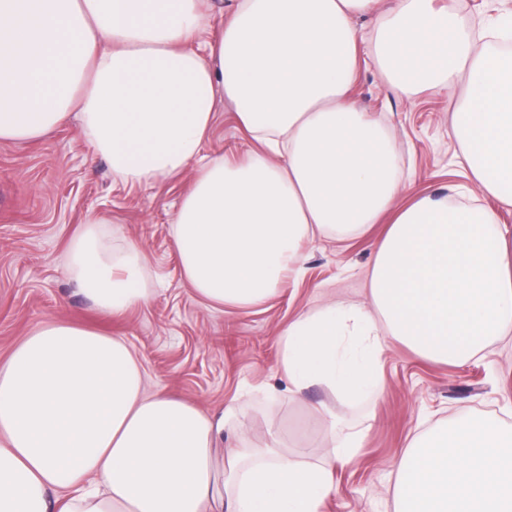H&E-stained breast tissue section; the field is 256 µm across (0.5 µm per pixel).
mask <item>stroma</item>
Here are the masks:
<instances>
[{
	"label": "stroma",
	"mask_w": 512,
	"mask_h": 512,
	"mask_svg": "<svg viewBox=\"0 0 512 512\" xmlns=\"http://www.w3.org/2000/svg\"><path fill=\"white\" fill-rule=\"evenodd\" d=\"M444 2L473 31L503 10L499 0ZM353 24L360 52L349 100L381 124L396 149L398 204L421 196L467 202L470 182L451 125V101L465 96V82L449 97L393 87L374 56V15L354 17ZM252 147L234 105L219 100L207 151L240 163ZM193 178L189 168L155 186L123 184L74 120L34 142L0 143V364L34 329L73 322L124 337L142 362L147 390L164 386L211 413L237 403L254 438L275 427L287 445L320 450L325 411L346 426L369 423L358 460L333 463L337 491L323 512H394L387 476L411 433L461 414L499 417L512 408V335L457 366L388 343L377 400L351 403L322 385L292 395L278 368L281 332L326 300L368 303V274L384 227L373 225L357 238L303 242L301 273L288 275L269 300L246 309L212 307L183 277L171 235ZM91 218L102 222L113 245L141 246L147 303L109 314L77 292L67 251Z\"/></svg>",
	"instance_id": "35a3bbf8"
}]
</instances>
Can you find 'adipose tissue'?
Here are the masks:
<instances>
[{
	"mask_svg": "<svg viewBox=\"0 0 512 512\" xmlns=\"http://www.w3.org/2000/svg\"><path fill=\"white\" fill-rule=\"evenodd\" d=\"M379 2L234 0L215 35L199 0H0V142L40 139L76 112L122 181L197 164L172 234L185 279L214 306L260 305L299 271L304 240L388 220L371 307L329 301L280 337L291 392L380 398L388 340L458 365L512 333V228L482 206L395 208V147L348 102L351 19ZM376 52L401 88L447 92L467 72L460 163L472 194L512 207V61L434 0H394ZM222 98L260 145L239 165L202 154ZM68 254L98 308L148 302L138 245L105 246L91 224ZM144 384L121 337L66 322L27 336L0 365V512H320L335 493L323 464L245 435L234 405L213 416ZM228 426L240 443L221 457Z\"/></svg>",
	"mask_w": 512,
	"mask_h": 512,
	"instance_id": "obj_1",
	"label": "adipose tissue"
}]
</instances>
